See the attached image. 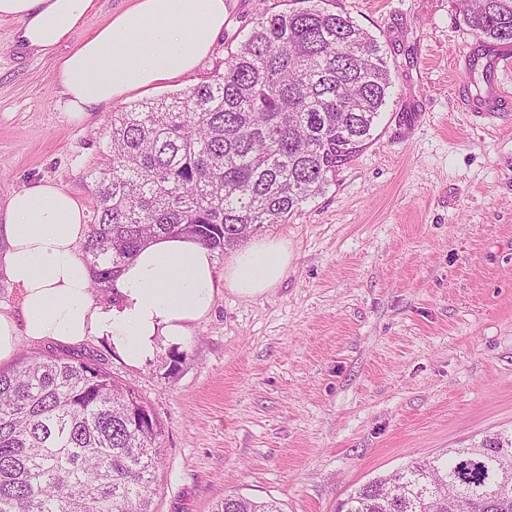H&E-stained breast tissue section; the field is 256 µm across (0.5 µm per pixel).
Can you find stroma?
Wrapping results in <instances>:
<instances>
[{"instance_id":"35a3bbf8","label":"stroma","mask_w":512,"mask_h":512,"mask_svg":"<svg viewBox=\"0 0 512 512\" xmlns=\"http://www.w3.org/2000/svg\"><path fill=\"white\" fill-rule=\"evenodd\" d=\"M187 78L71 122L53 60L0 21V206L41 180L95 223L89 171L112 114L223 71L258 0ZM381 42L394 85L371 139L325 193L262 229L290 262L267 294L221 292L187 346L131 368L101 341L22 342L103 368L165 425L153 512H214L224 496L336 512L413 460L512 432V110L486 113L511 45L477 40L456 0H336ZM484 75L468 81L471 59Z\"/></svg>"}]
</instances>
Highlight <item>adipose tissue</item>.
Here are the masks:
<instances>
[{
    "mask_svg": "<svg viewBox=\"0 0 512 512\" xmlns=\"http://www.w3.org/2000/svg\"><path fill=\"white\" fill-rule=\"evenodd\" d=\"M95 0H0L26 49L53 56V78L72 121L138 90L190 75L224 30V0H133L87 37L79 32ZM84 209L50 181L13 192L0 211V272L17 288L21 311H0V364L21 341L106 342L129 367L161 344H186L221 291L252 299L286 275L285 241H250L216 266L212 251L187 237L153 240L122 269L109 297L91 290L82 258Z\"/></svg>",
    "mask_w": 512,
    "mask_h": 512,
    "instance_id": "ef3b65f1",
    "label": "adipose tissue"
}]
</instances>
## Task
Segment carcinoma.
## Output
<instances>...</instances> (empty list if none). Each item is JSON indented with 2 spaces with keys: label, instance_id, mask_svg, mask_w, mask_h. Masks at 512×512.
Returning <instances> with one entry per match:
<instances>
[{
  "label": "carcinoma",
  "instance_id": "carcinoma-1",
  "mask_svg": "<svg viewBox=\"0 0 512 512\" xmlns=\"http://www.w3.org/2000/svg\"><path fill=\"white\" fill-rule=\"evenodd\" d=\"M256 13L224 72L112 114L91 171L92 288L158 237L222 251L285 224L366 145L393 80L382 46L335 0ZM482 42L512 43V0H458ZM163 426L131 388L82 360L0 370V512H151ZM216 512H283L227 495ZM337 512H512V435L413 461L350 492Z\"/></svg>",
  "mask_w": 512,
  "mask_h": 512
}]
</instances>
